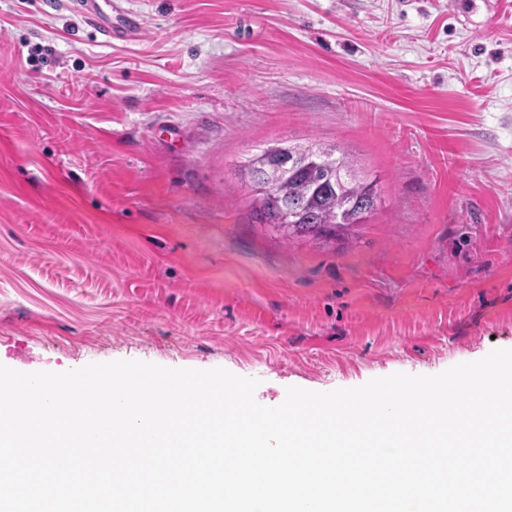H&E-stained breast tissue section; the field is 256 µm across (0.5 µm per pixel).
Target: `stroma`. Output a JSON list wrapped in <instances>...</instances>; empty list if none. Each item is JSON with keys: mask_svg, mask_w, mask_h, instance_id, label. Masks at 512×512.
<instances>
[{"mask_svg": "<svg viewBox=\"0 0 512 512\" xmlns=\"http://www.w3.org/2000/svg\"><path fill=\"white\" fill-rule=\"evenodd\" d=\"M0 0V365L138 360L299 387L512 349V0ZM352 154L349 244L256 223L236 165ZM72 8L80 13L86 22L109 37H134L138 33V22L134 18L125 15L117 22H112V0H72ZM103 6L107 8L104 10Z\"/></svg>", "mask_w": 512, "mask_h": 512, "instance_id": "stroma-1", "label": "stroma"}]
</instances>
